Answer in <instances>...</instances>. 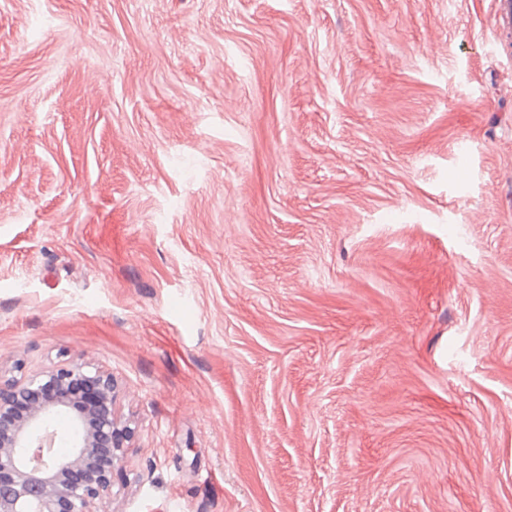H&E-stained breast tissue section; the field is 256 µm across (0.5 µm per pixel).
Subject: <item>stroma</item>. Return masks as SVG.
<instances>
[{
  "instance_id": "stroma-1",
  "label": "stroma",
  "mask_w": 512,
  "mask_h": 512,
  "mask_svg": "<svg viewBox=\"0 0 512 512\" xmlns=\"http://www.w3.org/2000/svg\"><path fill=\"white\" fill-rule=\"evenodd\" d=\"M493 0H0V381L112 376L97 512H512Z\"/></svg>"
}]
</instances>
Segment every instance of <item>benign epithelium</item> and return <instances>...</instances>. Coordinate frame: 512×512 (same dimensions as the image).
<instances>
[{"mask_svg": "<svg viewBox=\"0 0 512 512\" xmlns=\"http://www.w3.org/2000/svg\"><path fill=\"white\" fill-rule=\"evenodd\" d=\"M46 384L54 400L37 395ZM91 389L87 408L76 411L69 387ZM112 377L91 374L81 364L60 365L30 377L0 383V512H95L111 496L112 474L124 462L115 433ZM68 414L71 452L63 460L45 458V445L56 437L50 423Z\"/></svg>", "mask_w": 512, "mask_h": 512, "instance_id": "7a95c632", "label": "benign epithelium"}]
</instances>
